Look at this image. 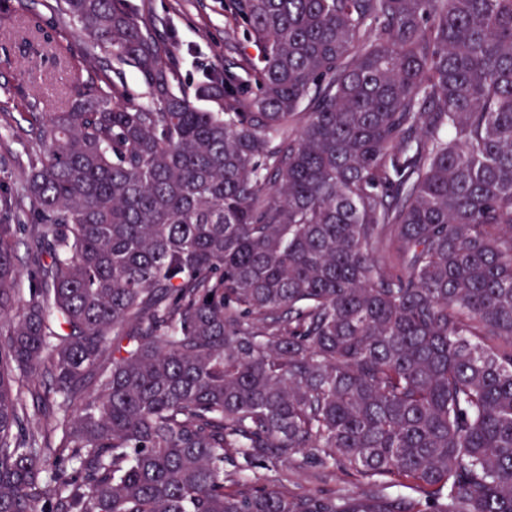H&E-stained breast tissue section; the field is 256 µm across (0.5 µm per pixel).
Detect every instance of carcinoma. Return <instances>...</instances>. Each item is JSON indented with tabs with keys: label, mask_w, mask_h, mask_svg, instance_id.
Segmentation results:
<instances>
[{
	"label": "carcinoma",
	"mask_w": 512,
	"mask_h": 512,
	"mask_svg": "<svg viewBox=\"0 0 512 512\" xmlns=\"http://www.w3.org/2000/svg\"><path fill=\"white\" fill-rule=\"evenodd\" d=\"M229 9L253 84L189 96L55 0L149 101L75 81L0 192V512H512V0ZM296 455L426 508L265 487Z\"/></svg>",
	"instance_id": "carcinoma-1"
}]
</instances>
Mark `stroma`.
Masks as SVG:
<instances>
[{
	"label": "stroma",
	"mask_w": 512,
	"mask_h": 512,
	"mask_svg": "<svg viewBox=\"0 0 512 512\" xmlns=\"http://www.w3.org/2000/svg\"><path fill=\"white\" fill-rule=\"evenodd\" d=\"M226 0H127L132 9L148 13L156 32L172 46V65L176 72L174 86L193 93L205 71L217 69L232 75L237 82H251L247 66L258 55L257 48L243 36L229 37L230 17ZM12 26L11 17H0V86L11 88L10 118L0 122V175L11 181L21 178L17 158L32 114L52 112L57 100L72 79L71 72L53 55L39 47L4 40ZM85 81L96 86L116 84L125 98L146 102L148 90L135 68L127 62L110 59L83 72ZM39 85V98L26 94L29 84ZM268 487L291 495L315 493L336 496H364L376 492L391 497L409 495L416 502L426 500L424 490H403L394 478L374 483L350 469L323 470L303 457L277 463L268 471Z\"/></svg>",
	"instance_id": "35a3bbf8"
}]
</instances>
